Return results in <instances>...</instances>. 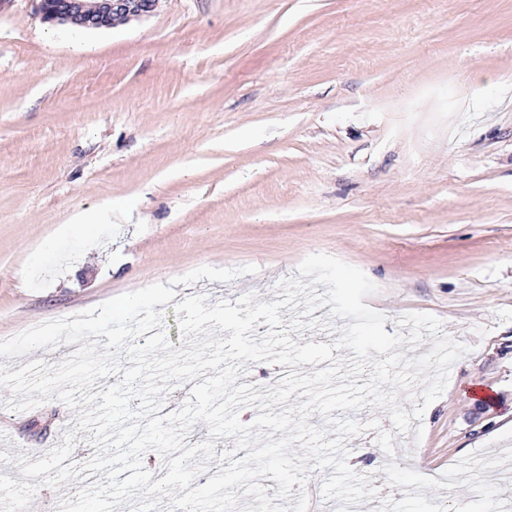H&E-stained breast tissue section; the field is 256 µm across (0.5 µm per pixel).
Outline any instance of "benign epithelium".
Segmentation results:
<instances>
[{
	"instance_id": "obj_1",
	"label": "benign epithelium",
	"mask_w": 512,
	"mask_h": 512,
	"mask_svg": "<svg viewBox=\"0 0 512 512\" xmlns=\"http://www.w3.org/2000/svg\"><path fill=\"white\" fill-rule=\"evenodd\" d=\"M159 0H39L46 22L86 30L112 27L115 21H131L151 16Z\"/></svg>"
}]
</instances>
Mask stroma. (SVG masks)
I'll list each match as a JSON object with an SVG mask.
<instances>
[{"label": "stroma", "mask_w": 512, "mask_h": 512, "mask_svg": "<svg viewBox=\"0 0 512 512\" xmlns=\"http://www.w3.org/2000/svg\"><path fill=\"white\" fill-rule=\"evenodd\" d=\"M313 253L365 272L387 333L427 313L469 348L353 471L512 449V0H159L90 31L0 0V339L159 282L272 302ZM10 396L0 451L37 461L76 425Z\"/></svg>", "instance_id": "1"}]
</instances>
